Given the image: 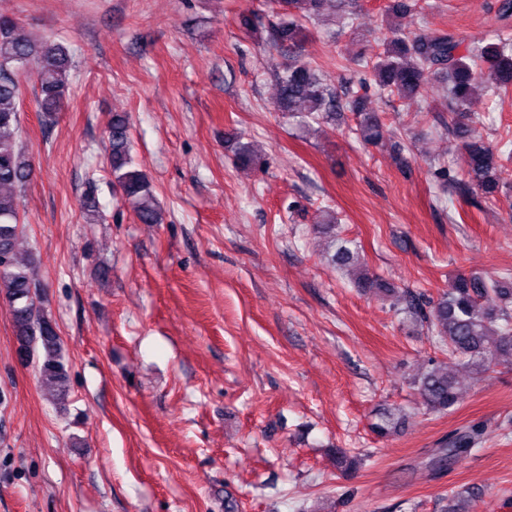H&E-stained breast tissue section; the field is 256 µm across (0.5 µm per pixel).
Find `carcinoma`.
Wrapping results in <instances>:
<instances>
[{
	"label": "carcinoma",
	"instance_id": "carcinoma-1",
	"mask_svg": "<svg viewBox=\"0 0 512 512\" xmlns=\"http://www.w3.org/2000/svg\"><path fill=\"white\" fill-rule=\"evenodd\" d=\"M276 21L267 28L257 17L244 15L241 26L254 37L265 36L277 44L288 61L275 72L277 111L305 129L310 123H327L338 112L355 115L356 134L366 145L384 147L389 131L380 116L368 107L367 97L350 92L341 97L320 71L303 58L305 22L343 11L344 0H274ZM420 0H392L387 14L393 17L421 13ZM37 63L38 111L47 122L56 120L64 107L69 88L71 58L67 47L39 40L13 18L0 14V298L10 308L21 354L36 361L40 378L55 398L64 400L69 391L67 360L56 324L45 310L31 261L19 258L17 191L34 174V165L20 145L22 84L19 69L29 61ZM378 88L401 99L420 94L426 75L448 76L445 107L451 114L448 133L462 141L467 155L468 189L492 201L509 192L504 182L499 151L472 136L478 117L469 104L482 90L492 94L512 87V38L497 41L465 42L452 34L418 29L407 32L387 24L382 50L369 61ZM109 149L115 185L143 224L161 222V212L153 188L142 171L133 167L126 117L116 115L109 131ZM235 161L245 165L257 160L251 140L240 135L232 143ZM336 265L357 267L355 286L364 292L398 296L404 309L428 325L433 343L457 360L459 366L485 373L499 361L512 358V273L494 276L458 274L448 282L431 305L421 295L406 290L396 294L393 287L370 272L365 262L341 241L333 256ZM424 408L432 413L455 411L462 396L457 380L448 369L436 365L413 379ZM485 442V431L471 426L448 436V444L437 449L434 464H451L461 453Z\"/></svg>",
	"mask_w": 512,
	"mask_h": 512
}]
</instances>
